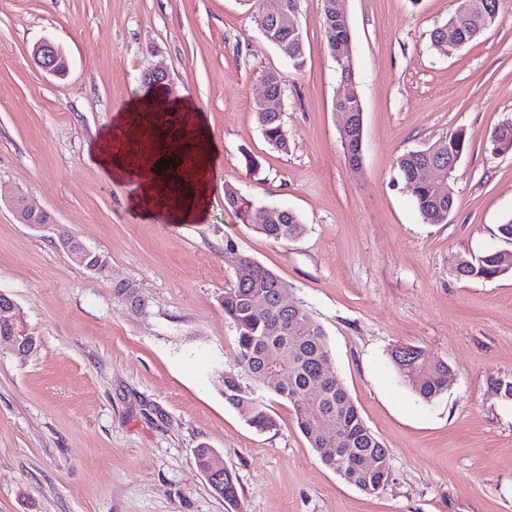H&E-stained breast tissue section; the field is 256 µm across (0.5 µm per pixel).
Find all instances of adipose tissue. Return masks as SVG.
Masks as SVG:
<instances>
[{"label": "adipose tissue", "instance_id": "1", "mask_svg": "<svg viewBox=\"0 0 512 512\" xmlns=\"http://www.w3.org/2000/svg\"><path fill=\"white\" fill-rule=\"evenodd\" d=\"M167 110L183 114L193 130L189 152L192 168L178 188H170L154 166L153 155L136 152L138 128L155 112ZM215 152L207 138V122L188 100L169 98L163 88L132 100L119 115L111 135L99 144L95 159L114 179L134 183L131 201L169 224L199 223L205 220L209 206V178Z\"/></svg>", "mask_w": 512, "mask_h": 512}]
</instances>
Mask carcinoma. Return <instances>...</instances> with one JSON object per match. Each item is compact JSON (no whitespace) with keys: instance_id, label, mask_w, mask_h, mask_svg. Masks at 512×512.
<instances>
[{"instance_id":"1","label":"carcinoma","mask_w":512,"mask_h":512,"mask_svg":"<svg viewBox=\"0 0 512 512\" xmlns=\"http://www.w3.org/2000/svg\"><path fill=\"white\" fill-rule=\"evenodd\" d=\"M255 9V21L263 37L286 56L296 69L304 65L301 52L302 32L288 29V11L300 5V0H250ZM331 0H320L329 50L339 42L352 39L350 21L329 12ZM473 7L459 28L460 41L468 44L473 33L495 23L498 12H491L487 0H470ZM340 80L349 86L339 101L342 109L358 117L363 113L362 102L351 67L336 66ZM272 89L275 103L271 107L254 106L256 121L266 142L275 150L289 148L288 130L282 118V88L284 77L275 72L263 76ZM363 128L353 125L341 138L345 153L359 160ZM467 149L466 141L455 135L442 137L428 147L412 150L397 160L399 175L411 192L418 211L427 224H442L448 211V155ZM224 200L245 224L274 241L290 240L302 231L299 217L284 209L266 207V218L257 212L256 201L232 185L224 187ZM499 258L487 251L469 258L460 276L491 279L497 276ZM281 280L271 269L251 257H238L233 285L224 289L221 306L224 318L236 332L237 367L220 375L224 402L249 425L259 431L272 430L276 420L258 395L260 388H270L279 398L288 401L296 410L298 424L310 446L320 453L324 466L345 481L367 494L375 493L390 477L388 449L366 425L357 406L342 382L336 377L331 351L322 326L301 305L290 307L280 298ZM266 313L255 314L257 305ZM413 357L397 361L399 347L390 351L397 374L414 394L429 403L448 389L452 370L448 362L431 359L418 346H410ZM317 384L320 393L313 396L309 385ZM333 426L337 435L326 436L319 429L320 421ZM323 448H348L350 453L340 464ZM373 460L372 469L363 465V458Z\"/></svg>"}]
</instances>
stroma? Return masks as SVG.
Segmentation results:
<instances>
[{
  "label": "stroma",
  "instance_id": "obj_1",
  "mask_svg": "<svg viewBox=\"0 0 512 512\" xmlns=\"http://www.w3.org/2000/svg\"><path fill=\"white\" fill-rule=\"evenodd\" d=\"M458 6L342 0L363 105L356 172L319 0L300 2L299 69L248 0H0V292L37 338L26 356L0 342V512H227L195 464L203 445L223 454L242 512H512V403L494 389L512 380V271L454 272L461 258L512 248L498 232L512 217V152L490 145L512 120V0L445 55L430 33ZM44 38L65 75L35 62ZM156 68L208 121L216 156L200 224L133 209L131 183L93 158ZM269 72L286 79L285 153L253 112ZM458 131L468 149L448 179L455 207L424 223L397 159ZM228 185L296 213L302 233L277 242L242 223ZM15 192L106 271L19 223ZM241 254L323 327L337 376L389 452L377 493L322 465L287 401L266 394L277 427L265 432L225 404L218 377L237 346L219 298ZM127 284L141 306L122 301ZM401 343L448 362L446 393L416 399L389 361ZM58 242L63 252L88 270L99 273L106 270V260L101 255L94 253L72 235L60 232L58 234Z\"/></svg>",
  "mask_w": 512,
  "mask_h": 512
}]
</instances>
